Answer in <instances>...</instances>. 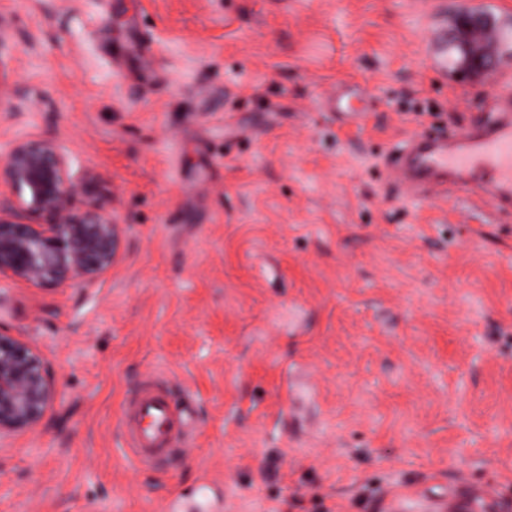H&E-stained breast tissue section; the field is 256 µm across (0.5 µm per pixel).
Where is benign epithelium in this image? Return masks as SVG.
<instances>
[{
  "mask_svg": "<svg viewBox=\"0 0 512 512\" xmlns=\"http://www.w3.org/2000/svg\"><path fill=\"white\" fill-rule=\"evenodd\" d=\"M473 74L496 58L469 54ZM97 177L73 172L54 139L25 137L0 156V276L35 288L94 284L122 259L124 227L98 201ZM55 397L54 376L29 344L0 326V440L39 425Z\"/></svg>",
  "mask_w": 512,
  "mask_h": 512,
  "instance_id": "benign-epithelium-1",
  "label": "benign epithelium"
}]
</instances>
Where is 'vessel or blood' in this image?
I'll use <instances>...</instances> for the list:
<instances>
[{
    "instance_id": "vessel-or-blood-1",
    "label": "vessel or blood",
    "mask_w": 512,
    "mask_h": 512,
    "mask_svg": "<svg viewBox=\"0 0 512 512\" xmlns=\"http://www.w3.org/2000/svg\"><path fill=\"white\" fill-rule=\"evenodd\" d=\"M388 176L405 194L462 198L488 204L497 214H512V92L491 102L487 118L466 130L416 134L391 156ZM190 430L169 390L146 380L123 405L117 422L123 451L148 466L166 455ZM165 512H220L199 487L194 497L170 496Z\"/></svg>"
}]
</instances>
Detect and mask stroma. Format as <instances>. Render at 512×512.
<instances>
[{
    "label": "stroma",
    "mask_w": 512,
    "mask_h": 512,
    "mask_svg": "<svg viewBox=\"0 0 512 512\" xmlns=\"http://www.w3.org/2000/svg\"><path fill=\"white\" fill-rule=\"evenodd\" d=\"M467 8L512 22V0H0V154L57 140L125 229L91 287L0 277L55 378L0 442V512H161L205 481L224 512H512V216L386 167L487 111L492 79L431 67ZM351 86L358 122L325 107ZM151 376L194 427L142 467L115 427Z\"/></svg>",
    "instance_id": "stroma-1"
}]
</instances>
